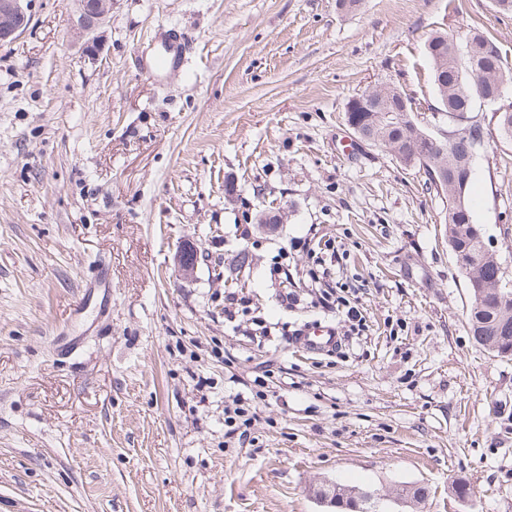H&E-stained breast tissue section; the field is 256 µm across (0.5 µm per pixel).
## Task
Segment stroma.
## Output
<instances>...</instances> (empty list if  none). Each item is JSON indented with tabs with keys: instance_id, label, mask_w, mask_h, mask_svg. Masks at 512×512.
Here are the masks:
<instances>
[{
	"instance_id": "stroma-1",
	"label": "stroma",
	"mask_w": 512,
	"mask_h": 512,
	"mask_svg": "<svg viewBox=\"0 0 512 512\" xmlns=\"http://www.w3.org/2000/svg\"><path fill=\"white\" fill-rule=\"evenodd\" d=\"M30 13L0 46V512H318L323 479L426 487L419 512H512V360L468 332L448 204L345 117L393 83L447 129L426 40L480 31L512 63V15L494 0H112L92 57L74 0ZM160 26L193 52L155 82L135 55ZM494 111L470 114L484 145L468 199L512 281V137ZM188 240L199 264L179 280ZM103 261L112 316L87 336L96 313L77 305ZM339 285L367 333L309 353L297 329L345 327L311 298ZM228 291L249 306L233 324ZM254 316L271 340L245 335ZM239 393L257 412L242 436L224 428Z\"/></svg>"
}]
</instances>
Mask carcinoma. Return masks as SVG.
Segmentation results:
<instances>
[{
  "mask_svg": "<svg viewBox=\"0 0 512 512\" xmlns=\"http://www.w3.org/2000/svg\"><path fill=\"white\" fill-rule=\"evenodd\" d=\"M426 53L432 67L434 84L437 87L438 101L448 100V104L457 112L472 110L473 102L459 97L464 86L475 85L470 75V58L486 65L480 75V84L491 95L498 84L512 82V67L499 51L496 43L482 33H474L471 42V54L460 53V48L448 35L436 32L426 42ZM377 135L380 145L395 153L397 161L404 167L420 166L428 174L429 188L448 199V206L462 202L460 220L446 222L448 239L456 246L464 258L479 250V242L472 229L477 227L468 201V188L471 180L463 172L454 169L448 173V180L431 176L432 166L428 162L433 147L426 135L427 129L415 117L403 122L394 121V117L383 116L378 119ZM470 290L471 307L468 311L470 333L480 339L496 341L504 334L509 336L512 345V288H503L493 293L484 286L483 273L474 269L464 271Z\"/></svg>",
  "mask_w": 512,
  "mask_h": 512,
  "instance_id": "cac0c4a2",
  "label": "carcinoma"
}]
</instances>
